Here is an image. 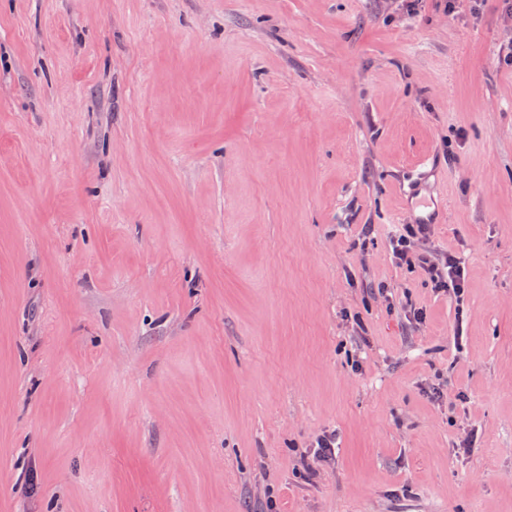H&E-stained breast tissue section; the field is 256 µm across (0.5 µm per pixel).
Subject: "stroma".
<instances>
[{"label":"stroma","instance_id":"stroma-1","mask_svg":"<svg viewBox=\"0 0 512 512\" xmlns=\"http://www.w3.org/2000/svg\"><path fill=\"white\" fill-rule=\"evenodd\" d=\"M511 39L506 0H0V512H512ZM419 267L435 280L441 288L452 289L453 292L462 288L465 280V268L454 256L448 255L441 262L436 261L429 253L417 254Z\"/></svg>","mask_w":512,"mask_h":512}]
</instances>
